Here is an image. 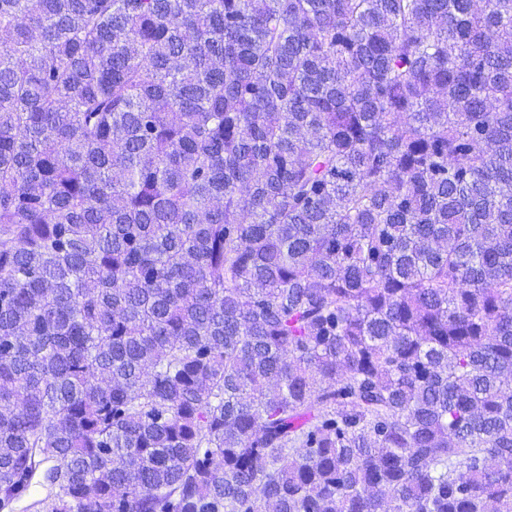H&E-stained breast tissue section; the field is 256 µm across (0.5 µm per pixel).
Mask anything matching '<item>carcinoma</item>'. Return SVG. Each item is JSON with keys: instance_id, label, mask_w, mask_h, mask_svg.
Listing matches in <instances>:
<instances>
[{"instance_id": "obj_1", "label": "carcinoma", "mask_w": 512, "mask_h": 512, "mask_svg": "<svg viewBox=\"0 0 512 512\" xmlns=\"http://www.w3.org/2000/svg\"><path fill=\"white\" fill-rule=\"evenodd\" d=\"M37 478L512 512V0H0V509Z\"/></svg>"}]
</instances>
